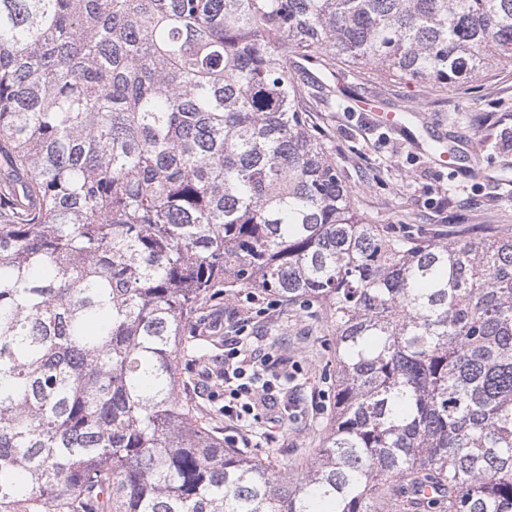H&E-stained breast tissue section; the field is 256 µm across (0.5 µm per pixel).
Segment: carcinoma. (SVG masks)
I'll return each instance as SVG.
<instances>
[{"label": "carcinoma", "instance_id": "cac0c4a2", "mask_svg": "<svg viewBox=\"0 0 512 512\" xmlns=\"http://www.w3.org/2000/svg\"><path fill=\"white\" fill-rule=\"evenodd\" d=\"M512 70V0H0V512H512V234L396 235L307 121ZM324 307L281 472L181 387L208 302Z\"/></svg>", "mask_w": 512, "mask_h": 512}]
</instances>
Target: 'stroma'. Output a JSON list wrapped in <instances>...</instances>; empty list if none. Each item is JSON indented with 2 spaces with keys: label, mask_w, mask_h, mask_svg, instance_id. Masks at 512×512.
Returning a JSON list of instances; mask_svg holds the SVG:
<instances>
[{
  "label": "stroma",
  "mask_w": 512,
  "mask_h": 512,
  "mask_svg": "<svg viewBox=\"0 0 512 512\" xmlns=\"http://www.w3.org/2000/svg\"><path fill=\"white\" fill-rule=\"evenodd\" d=\"M418 99L422 120L408 130L375 124L363 101ZM308 122L320 133L353 192L357 213L400 234L452 240L488 230L512 233V72L494 70L477 81L422 94L417 84L370 71L345 90L321 99ZM440 140L476 148L480 173L441 166L426 150ZM446 198L439 208L437 198ZM225 343L243 340L254 360L287 362L277 403L258 407V418L239 427L224 418V388L200 364L181 358V379L205 403L225 436L247 437L249 456L296 470L313 462L334 411L336 338L318 305H288L242 291L214 302L200 325Z\"/></svg>",
  "instance_id": "obj_1"
}]
</instances>
